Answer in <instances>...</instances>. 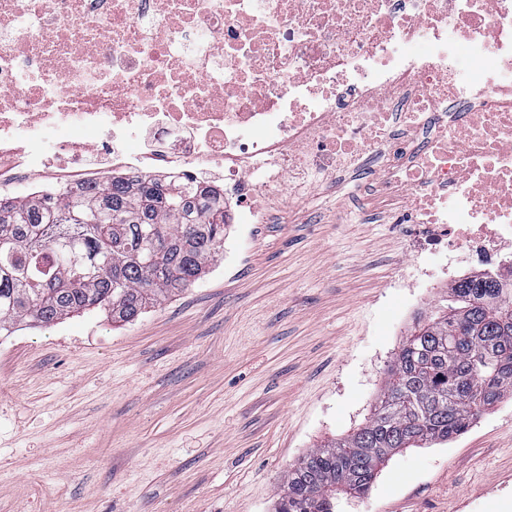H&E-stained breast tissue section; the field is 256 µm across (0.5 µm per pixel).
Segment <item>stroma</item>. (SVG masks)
<instances>
[{
  "label": "stroma",
  "instance_id": "obj_1",
  "mask_svg": "<svg viewBox=\"0 0 512 512\" xmlns=\"http://www.w3.org/2000/svg\"><path fill=\"white\" fill-rule=\"evenodd\" d=\"M367 170L229 225L192 286L129 322L0 336V512H273L290 464L366 423L439 276L395 288L412 224ZM336 512H512V397L396 454Z\"/></svg>",
  "mask_w": 512,
  "mask_h": 512
}]
</instances>
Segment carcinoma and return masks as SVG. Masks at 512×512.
Wrapping results in <instances>:
<instances>
[{
	"label": "carcinoma",
	"instance_id": "cac0c4a2",
	"mask_svg": "<svg viewBox=\"0 0 512 512\" xmlns=\"http://www.w3.org/2000/svg\"><path fill=\"white\" fill-rule=\"evenodd\" d=\"M224 190L147 175L0 197V335L96 310L127 322L224 253ZM406 338L364 426L288 467L275 512H335L401 450L446 442L512 394V264L460 280Z\"/></svg>",
	"mask_w": 512,
	"mask_h": 512
}]
</instances>
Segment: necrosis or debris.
<instances>
[{"mask_svg":"<svg viewBox=\"0 0 512 512\" xmlns=\"http://www.w3.org/2000/svg\"><path fill=\"white\" fill-rule=\"evenodd\" d=\"M475 66L466 75L460 62ZM112 152L97 167L86 152ZM224 173V221L360 167L431 259L512 246V0H0V181Z\"/></svg>","mask_w":512,"mask_h":512,"instance_id":"1","label":"necrosis or debris"}]
</instances>
